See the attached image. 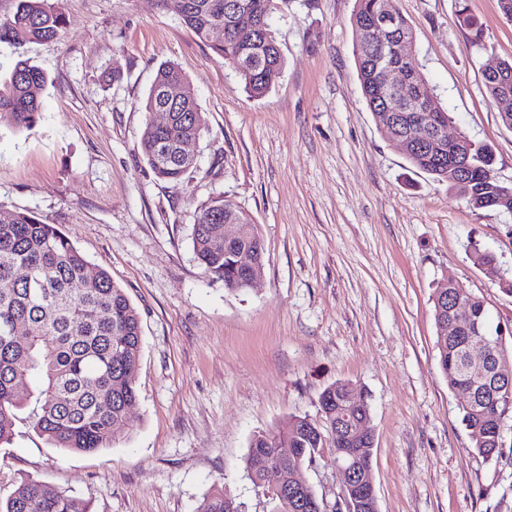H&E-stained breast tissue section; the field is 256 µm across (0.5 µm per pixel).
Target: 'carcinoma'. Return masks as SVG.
<instances>
[{
	"mask_svg": "<svg viewBox=\"0 0 512 512\" xmlns=\"http://www.w3.org/2000/svg\"><path fill=\"white\" fill-rule=\"evenodd\" d=\"M213 52L235 65L237 76L252 97H263L282 77L284 58L269 24L278 0H162ZM384 0H356L351 18L353 54L362 95L374 120L391 107L390 97L377 92L379 69L394 64L407 70L417 83L425 76L414 63L408 47L397 52L398 43L413 42V29L398 15V29L376 33L368 23L377 16ZM462 22L482 44L478 19L460 10ZM65 24L59 5L49 0H18L16 11L0 18V42L24 45L57 37ZM224 25V44L210 42L213 27ZM499 73L485 78L488 97L496 102L504 89L512 91V60L498 62ZM46 77L26 60L0 86V119L18 129L32 127L41 112V91ZM182 71L169 63L160 67L148 93L145 111L157 110L159 92L164 88L186 87ZM171 121L158 126L146 120L141 133L142 154L156 176L176 183L196 168L193 157H169L163 145L198 141L206 119L189 94L169 104ZM409 165L432 177L474 210L498 209L512 212V185L501 183L495 173L493 150L471 142L468 163L471 176L463 178L448 169V161L435 162L418 149L406 156ZM245 220L248 214L236 204L214 198L201 206L192 227L193 252L199 264L224 288H246L233 268L234 258L215 247L224 239V219ZM469 255L479 266L497 261L494 253L469 242ZM433 317L437 332L438 365L448 387L482 383V376L464 362L467 338L442 332V323L456 305L480 325L484 335L497 334L483 298L471 291L442 282L434 289ZM142 331L139 314L122 288L108 272L93 266L54 224H47L31 212L0 214V445L13 436L17 411L35 398L37 411L33 427L52 445L75 453H92L109 448L126 433V413L138 400L135 373L139 363ZM39 377L37 393L27 390L28 380ZM323 424L306 416H294L288 427L252 439L245 458L254 486L266 487L270 469L288 470V448L300 455V464L312 463L324 449L367 468L372 457L362 451L363 436L336 444L330 425L336 417L347 416L358 424L371 416L367 398L349 381L336 382L319 397ZM462 422L469 431L472 448L486 460L501 455L502 429L512 419V395L488 393L480 401L461 407ZM273 512H307L288 492L267 490ZM240 503L224 486L212 489L197 512H227L228 504ZM0 512H90L87 502L52 489L34 479L22 480L12 494L0 500Z\"/></svg>",
	"mask_w": 512,
	"mask_h": 512,
	"instance_id": "cac0c4a2",
	"label": "carcinoma"
}]
</instances>
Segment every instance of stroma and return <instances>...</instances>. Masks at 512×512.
<instances>
[{
    "instance_id": "35a3bbf8",
    "label": "stroma",
    "mask_w": 512,
    "mask_h": 512,
    "mask_svg": "<svg viewBox=\"0 0 512 512\" xmlns=\"http://www.w3.org/2000/svg\"><path fill=\"white\" fill-rule=\"evenodd\" d=\"M469 6L483 43L459 23ZM50 41L0 43V80L28 59L47 78L36 124L0 123V212L56 225L124 289L142 323L138 401L112 447H54L18 413L0 446V498L30 477L92 512H195L226 486L245 512H272L247 476L251 440L294 416L319 419V396L362 388L375 430L378 512H512V423L501 457L475 454L460 391L437 361L432 294L454 278L512 323V213L473 210L408 163L360 91L355 0H282L269 18L285 69L250 96L161 0H60ZM411 52L452 118L449 134L490 145L512 185V130L487 96L483 68L512 58L498 0H396ZM185 74L206 129L179 184L143 160V103L161 64ZM232 201L264 242L262 273L229 291L197 262L200 206ZM477 241L496 267L473 263ZM302 475L326 507L343 477L328 457Z\"/></svg>"
}]
</instances>
